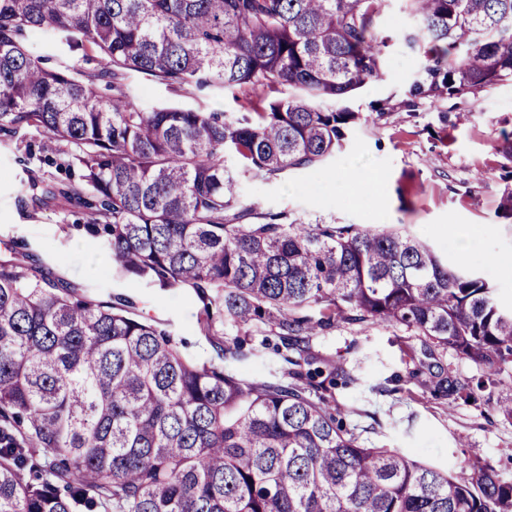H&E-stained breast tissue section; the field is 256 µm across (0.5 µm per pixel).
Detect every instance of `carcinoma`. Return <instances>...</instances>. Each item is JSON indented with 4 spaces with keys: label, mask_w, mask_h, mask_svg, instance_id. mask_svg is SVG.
Masks as SVG:
<instances>
[{
    "label": "carcinoma",
    "mask_w": 512,
    "mask_h": 512,
    "mask_svg": "<svg viewBox=\"0 0 512 512\" xmlns=\"http://www.w3.org/2000/svg\"><path fill=\"white\" fill-rule=\"evenodd\" d=\"M389 2L0 0V133L66 145L58 166L78 173L31 183V200L80 212L119 273L191 293L217 349L193 358L130 297L79 296L0 259V512H512V477L477 454L460 476L367 445L333 393L350 376L309 351L339 322L404 326L424 356L450 348L491 377L512 367V309L420 239L260 213L241 195L246 177L342 147L359 116L339 103L384 77ZM402 2L415 23L397 40L424 55L417 92L512 82V0ZM32 30L104 67L44 66ZM131 73L299 94L239 115L146 109ZM267 331L278 360L250 382L236 364Z\"/></svg>",
    "instance_id": "cac0c4a2"
}]
</instances>
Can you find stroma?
<instances>
[{
  "mask_svg": "<svg viewBox=\"0 0 512 512\" xmlns=\"http://www.w3.org/2000/svg\"><path fill=\"white\" fill-rule=\"evenodd\" d=\"M408 23L393 0L379 24L391 38L385 75L348 100L359 119L342 149L313 169L243 180L242 194L264 213L285 210L307 221L388 227L421 238L449 267L485 279L501 307L510 308L512 275L500 265L512 262V215L501 209L503 194L512 191V160L503 152L512 133V82L475 95L416 94L423 55L392 39ZM129 83L131 99L141 107L239 113L254 111L265 97L260 90L231 93L219 86L176 93L136 73ZM42 142L34 130L22 144L0 142V257L30 255L81 294L134 297L185 342L187 354L200 360L214 356L191 294L117 274L81 214L61 202L32 205L31 179L60 175L46 162ZM452 224L469 232L468 253L449 235ZM311 347L322 364L353 375V383L336 389V402L347 425L366 430L372 445L461 475L469 473L476 448L496 470L512 474V418L496 409L497 402L512 399V371L496 375L467 401L437 383L479 378V368L453 350L438 349L432 372L415 375L407 352L421 343L404 327L343 322L314 337Z\"/></svg>",
  "mask_w": 512,
  "mask_h": 512,
  "instance_id": "1",
  "label": "stroma"
}]
</instances>
